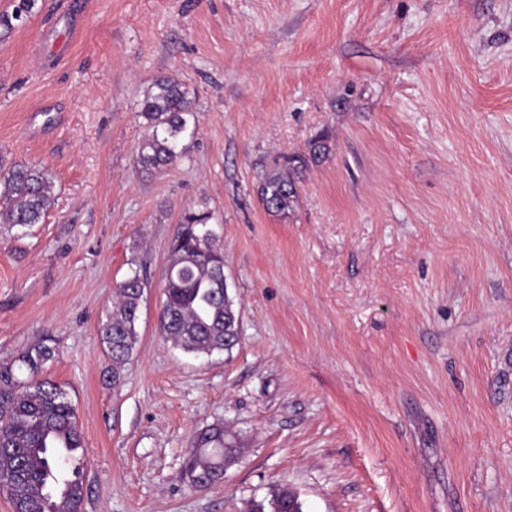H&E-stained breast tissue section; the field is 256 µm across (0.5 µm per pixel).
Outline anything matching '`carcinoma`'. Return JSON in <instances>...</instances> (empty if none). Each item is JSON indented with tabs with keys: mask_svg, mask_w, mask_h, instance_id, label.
<instances>
[{
	"mask_svg": "<svg viewBox=\"0 0 512 512\" xmlns=\"http://www.w3.org/2000/svg\"><path fill=\"white\" fill-rule=\"evenodd\" d=\"M36 0H16L12 12L0 14V29L9 32L14 22L28 17ZM186 86L174 77H163L149 86L140 101V116L147 133L141 142L138 165L152 174L177 163L180 143L195 116ZM326 139L311 142L309 153L289 160L285 167L264 172L258 193L268 211L288 214L298 198L297 174L328 154ZM55 203L49 171L36 164L14 163L0 168V222L38 224ZM211 212L188 209L170 247L164 275L165 300L159 313L161 332L187 353L210 355L231 351L240 336V317L234 301L224 299V254L208 232ZM148 281L135 271L115 287L109 319L99 334L112 358V380L129 360L137 342V324ZM55 348L43 340L9 360H0V491L18 512H81L85 483L76 457H65L60 448H83L75 408L65 390L43 376ZM240 452L238 438L222 426L195 434L186 465L190 483L213 485ZM52 476L64 480L57 497L47 494ZM248 512H302L291 490L278 487L266 501H252Z\"/></svg>",
	"mask_w": 512,
	"mask_h": 512,
	"instance_id": "cac0c4a2",
	"label": "carcinoma"
}]
</instances>
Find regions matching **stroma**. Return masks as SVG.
<instances>
[{
  "label": "stroma",
  "mask_w": 512,
  "mask_h": 512,
  "mask_svg": "<svg viewBox=\"0 0 512 512\" xmlns=\"http://www.w3.org/2000/svg\"><path fill=\"white\" fill-rule=\"evenodd\" d=\"M196 111L140 171L155 80ZM326 137L288 214L260 176ZM56 184L0 224V359L52 337L82 512H512V0H37L0 36V165ZM206 209L240 313L232 352L161 335L179 220ZM148 280L120 379L99 334ZM242 452L192 486L191 435ZM269 509V510H266ZM302 512L301 503L297 496L285 487H278L271 491L270 498L263 501H252L248 512Z\"/></svg>",
  "instance_id": "35a3bbf8"
}]
</instances>
